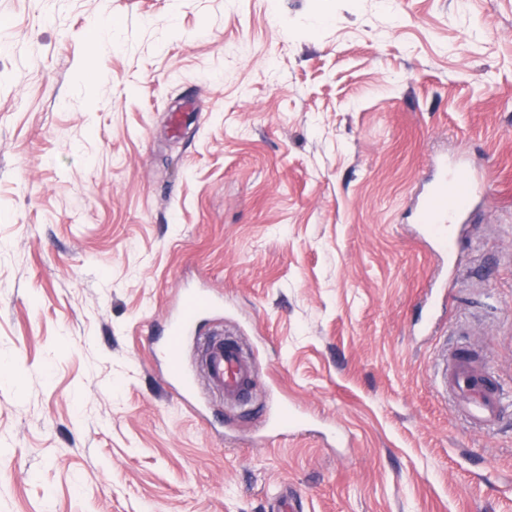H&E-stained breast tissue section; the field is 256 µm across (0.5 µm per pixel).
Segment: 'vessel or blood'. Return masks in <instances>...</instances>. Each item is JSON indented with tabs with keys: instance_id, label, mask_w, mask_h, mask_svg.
I'll return each instance as SVG.
<instances>
[{
	"instance_id": "1",
	"label": "vessel or blood",
	"mask_w": 512,
	"mask_h": 512,
	"mask_svg": "<svg viewBox=\"0 0 512 512\" xmlns=\"http://www.w3.org/2000/svg\"><path fill=\"white\" fill-rule=\"evenodd\" d=\"M439 175L432 179L415 203L417 222L424 235L441 252L457 254L465 231L463 220L475 193V184L463 166L439 162ZM220 304L205 293L184 295L181 308L171 319L166 348L169 367L179 387L177 395L183 406L198 410L200 402L193 379L181 359L186 338L193 333L196 319L216 312ZM204 357L211 384L225 403L250 402L257 383V373L245 349L231 337L214 334L204 345ZM440 385L461 414L473 427L493 428L504 413L512 410L504 387L496 383L484 361L467 347L443 352L438 363Z\"/></svg>"
}]
</instances>
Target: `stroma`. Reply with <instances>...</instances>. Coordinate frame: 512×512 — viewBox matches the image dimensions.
<instances>
[{"label":"stroma","instance_id":"35a3bbf8","mask_svg":"<svg viewBox=\"0 0 512 512\" xmlns=\"http://www.w3.org/2000/svg\"><path fill=\"white\" fill-rule=\"evenodd\" d=\"M439 157L486 179L443 267ZM187 289L257 406H181ZM459 341L512 391V0H0V512H512ZM220 303L204 292L189 293L183 296L181 308L171 319V331L166 348L169 354V367L179 387L176 389L180 402L186 408L201 413L193 379L181 359L185 339L192 335L196 319L203 314L214 313ZM440 385L461 414L479 430L492 429L511 404L484 361L465 346L444 351L437 363Z\"/></svg>","mask_w":512,"mask_h":512}]
</instances>
